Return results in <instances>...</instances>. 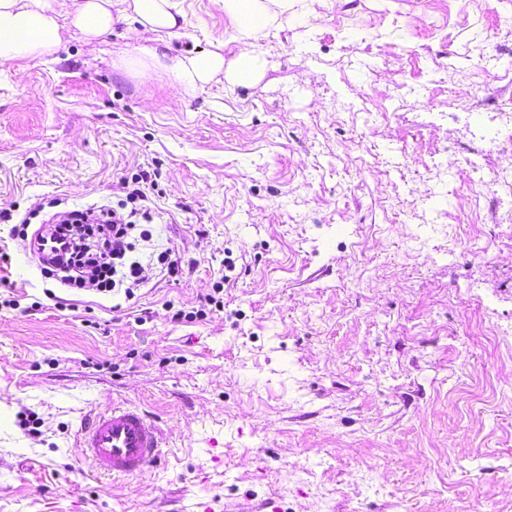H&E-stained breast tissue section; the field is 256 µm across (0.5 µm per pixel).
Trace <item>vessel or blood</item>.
<instances>
[{"label":"vessel or blood","instance_id":"vessel-or-blood-1","mask_svg":"<svg viewBox=\"0 0 512 512\" xmlns=\"http://www.w3.org/2000/svg\"><path fill=\"white\" fill-rule=\"evenodd\" d=\"M91 472L137 479L155 470L167 454L163 432L138 407L118 404L84 417L75 434Z\"/></svg>","mask_w":512,"mask_h":512}]
</instances>
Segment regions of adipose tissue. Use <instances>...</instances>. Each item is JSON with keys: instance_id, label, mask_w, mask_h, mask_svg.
<instances>
[{"instance_id": "1", "label": "adipose tissue", "mask_w": 512, "mask_h": 512, "mask_svg": "<svg viewBox=\"0 0 512 512\" xmlns=\"http://www.w3.org/2000/svg\"><path fill=\"white\" fill-rule=\"evenodd\" d=\"M289 0H224L240 34V48L232 68H225L219 51L203 54L172 55L161 40V33H175L184 15L177 0H0V58L45 57L61 43L59 16L86 39L94 40L112 28V8L122 4L132 8L135 25L131 35L136 43L138 75L148 76L159 69L183 95L196 91L199 84L230 70L237 83L252 81L258 70L254 37L288 10Z\"/></svg>"}]
</instances>
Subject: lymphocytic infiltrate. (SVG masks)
<instances>
[{
    "instance_id": "obj_1",
    "label": "lymphocytic infiltrate",
    "mask_w": 512,
    "mask_h": 512,
    "mask_svg": "<svg viewBox=\"0 0 512 512\" xmlns=\"http://www.w3.org/2000/svg\"><path fill=\"white\" fill-rule=\"evenodd\" d=\"M136 180V186L127 191L117 207L74 211L62 223L53 225L52 232L61 240L64 252L43 260L41 273L45 279L72 290L105 296L121 292L131 299L156 271H175L177 263L169 251H139L152 239L147 226L152 216L143 188L148 176L142 173Z\"/></svg>"
}]
</instances>
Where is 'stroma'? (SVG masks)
I'll return each mask as SVG.
<instances>
[{
	"instance_id": "1",
	"label": "stroma",
	"mask_w": 512,
	"mask_h": 512,
	"mask_svg": "<svg viewBox=\"0 0 512 512\" xmlns=\"http://www.w3.org/2000/svg\"><path fill=\"white\" fill-rule=\"evenodd\" d=\"M182 7L170 54L232 63L224 0ZM59 24L53 55L0 59V209L155 172L150 247L184 273L77 294L0 223V512H512V150L468 123L512 111V0H294L252 83L185 96L115 68L126 24ZM48 289L71 307L31 310ZM114 401L169 441L146 477L75 445Z\"/></svg>"
}]
</instances>
